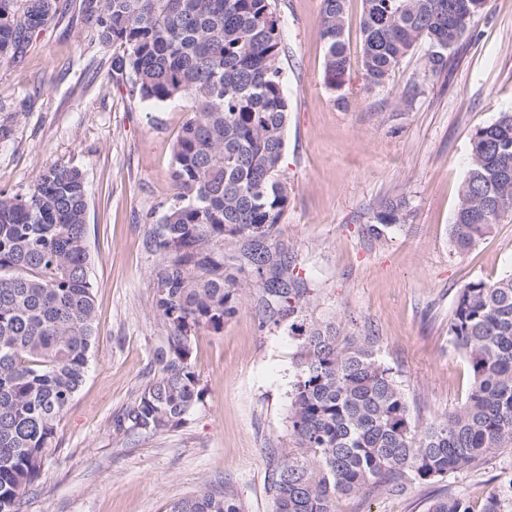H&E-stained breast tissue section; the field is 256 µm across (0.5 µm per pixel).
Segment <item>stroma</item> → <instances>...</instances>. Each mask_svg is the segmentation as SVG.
<instances>
[{"mask_svg":"<svg viewBox=\"0 0 512 512\" xmlns=\"http://www.w3.org/2000/svg\"><path fill=\"white\" fill-rule=\"evenodd\" d=\"M275 8L290 105L280 174L291 196L276 244L313 290L304 321L374 336L413 420L426 423L455 410L470 386V369L448 341L458 289L512 271V220L463 255L449 236L470 137L512 110V0H489L449 54L447 72L430 75L420 48L373 89L361 68L363 0H347L344 105L322 82L320 0H275ZM121 53L93 40L73 6L34 36L23 63H0V124L12 128L0 141V190L17 191L58 162L82 171L96 298L89 371L22 512H166L223 485L243 512H272L267 453L293 448L299 336L286 319L262 324L256 289L244 288L241 309L222 329L196 331L201 395L182 427L140 438L116 426L152 377L154 351L168 334L152 306L156 258L142 239L174 194L172 149L191 112L184 101L132 95L130 78L111 71ZM413 81L420 92L408 108L400 99ZM397 196L409 201L405 221L373 237L367 228L378 202ZM509 478L505 448L430 484L339 497L335 512H427L447 494L483 512Z\"/></svg>","mask_w":512,"mask_h":512,"instance_id":"35a3bbf8","label":"stroma"}]
</instances>
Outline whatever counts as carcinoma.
Instances as JSON below:
<instances>
[{"label": "carcinoma", "mask_w": 512, "mask_h": 512, "mask_svg": "<svg viewBox=\"0 0 512 512\" xmlns=\"http://www.w3.org/2000/svg\"><path fill=\"white\" fill-rule=\"evenodd\" d=\"M346 0H320L323 83L346 87ZM489 0H363L362 69L386 85L400 62L426 46L437 75L466 34L448 41V8L474 22ZM274 0H80L84 25L123 54L114 67L131 92L156 104L183 100L192 112L173 148L175 193L143 237L158 256L150 273L155 309L170 335L154 355L156 371L117 426L144 437L179 427L199 401L191 339L218 330L242 305L247 283L269 317H293L310 304L305 279L271 251L290 204L280 177L288 98L280 65ZM61 13L58 0H0V62H21L37 32ZM406 198L378 203L369 230L401 223ZM512 216V112L470 139L450 239L464 254ZM82 172L52 165L27 188L0 192V512H21L89 368L95 299L86 239ZM239 243L224 254V241ZM290 432L299 456L267 457L273 512H335L339 496L424 484L469 470L512 448V273L474 279L456 293L448 338L468 362L472 385L453 412L420 425L375 338L334 323L298 326ZM512 480L486 499L503 512ZM168 512H242L226 487L169 505ZM428 512H470L449 495Z\"/></svg>", "instance_id": "carcinoma-1"}]
</instances>
